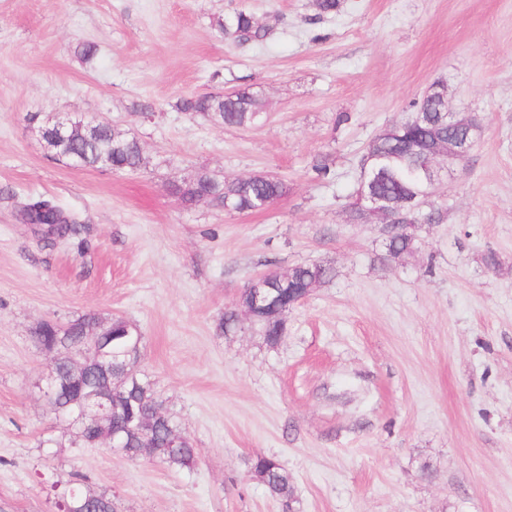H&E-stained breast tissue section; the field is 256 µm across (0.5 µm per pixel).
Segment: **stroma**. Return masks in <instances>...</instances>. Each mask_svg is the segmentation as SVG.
I'll use <instances>...</instances> for the list:
<instances>
[{"label": "stroma", "instance_id": "35a3bbf8", "mask_svg": "<svg viewBox=\"0 0 512 512\" xmlns=\"http://www.w3.org/2000/svg\"><path fill=\"white\" fill-rule=\"evenodd\" d=\"M242 8L267 41L217 30ZM437 80L483 132L431 200L441 221L388 260L383 225L345 207L366 146ZM247 86L263 123L175 108ZM57 112L131 133L145 167L55 159L30 118ZM201 168L289 191L254 213L185 207L166 182ZM0 188V512H57L78 475L117 512H282L251 476L259 456L292 473L293 512H512V0H340L324 17L314 0H0ZM38 195L91 225L88 248L44 246L19 221ZM303 263L336 277L277 346L247 322L219 331L254 275ZM88 312L139 328L193 470L71 446L34 331Z\"/></svg>", "mask_w": 512, "mask_h": 512}]
</instances>
